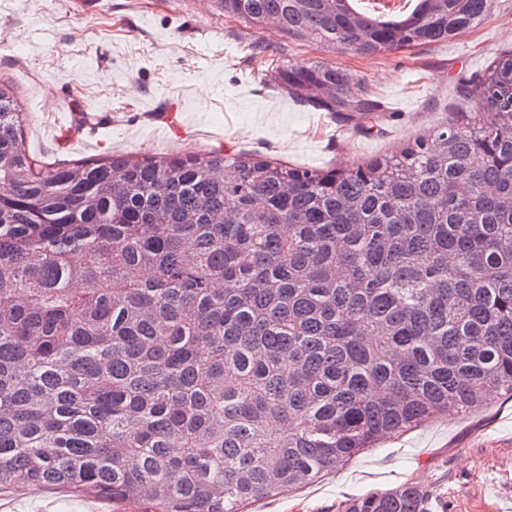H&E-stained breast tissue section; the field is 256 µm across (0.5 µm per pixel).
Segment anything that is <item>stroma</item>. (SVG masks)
I'll list each match as a JSON object with an SVG mask.
<instances>
[{"label":"stroma","mask_w":512,"mask_h":512,"mask_svg":"<svg viewBox=\"0 0 512 512\" xmlns=\"http://www.w3.org/2000/svg\"><path fill=\"white\" fill-rule=\"evenodd\" d=\"M260 41L277 65L346 70L386 112L348 122L279 89L247 61ZM512 49V0L448 42L364 56L225 16L216 0H0V79H12L26 149L40 164L220 151L253 159L352 167L432 137L459 106L452 86ZM444 512H512V399L384 437L318 483L252 504V512H337L339 503L406 483ZM0 512H113L50 487L0 491Z\"/></svg>","instance_id":"35a3bbf8"}]
</instances>
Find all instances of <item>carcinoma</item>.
I'll return each instance as SVG.
<instances>
[{
    "label": "carcinoma",
    "mask_w": 512,
    "mask_h": 512,
    "mask_svg": "<svg viewBox=\"0 0 512 512\" xmlns=\"http://www.w3.org/2000/svg\"><path fill=\"white\" fill-rule=\"evenodd\" d=\"M347 3L218 0L258 34L272 21L361 55L449 40L495 7L424 0L386 25ZM275 79L322 112L382 111L333 66ZM458 93L459 120L355 168L213 152L42 171L0 81V489L244 512L512 398V51ZM437 508L413 483L339 504Z\"/></svg>",
    "instance_id": "cac0c4a2"
}]
</instances>
